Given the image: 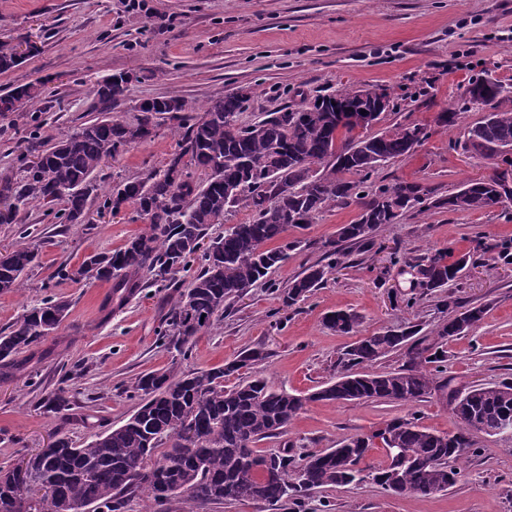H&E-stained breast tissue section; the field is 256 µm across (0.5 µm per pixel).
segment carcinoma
<instances>
[{
    "mask_svg": "<svg viewBox=\"0 0 512 512\" xmlns=\"http://www.w3.org/2000/svg\"><path fill=\"white\" fill-rule=\"evenodd\" d=\"M21 64L17 45L0 41V73ZM122 74L98 81L93 93L115 111L126 97ZM379 87L346 86L311 101L298 111L286 108L265 118L238 123L247 99L226 94L211 100L204 111L180 97L142 102L133 123L101 117L87 121L78 131L50 147L31 137L21 174L0 171V224L19 223L20 206L37 201L43 214L59 224H82L90 201L102 198L109 210L121 203L134 207L146 220L112 252L85 257L70 271L61 266L55 276L87 284H111V296L124 304L142 289L172 288V305L160 331L161 340L182 356L195 337L224 316V305L239 298L254 284L301 247L290 240V228L312 223L325 209L352 202L360 206L358 218L338 230L339 241L322 243L325 260L303 268L281 290L288 306L322 287L332 271L346 267L347 247L365 252L374 246V232L394 224L411 209L487 211L512 202L505 179L512 167L506 147H512V87L484 73L468 82V102L457 112H440L436 124L453 127L470 104L490 106L489 113L469 127L455 146L483 159H501L507 168L470 180L446 197L418 183L377 185L372 175L386 163L406 156L429 137L427 126L398 124L376 135L353 134L340 120L341 108L376 99ZM43 94V84L29 83L0 94V115L16 112ZM182 130L180 151L163 169L127 179L102 196L96 173L119 148L152 138L163 116ZM244 206L248 221L232 224L212 235L216 224ZM43 232L25 225L14 245L0 252V294L17 293L23 275L38 264ZM463 255L448 262L436 252L419 258L418 287L433 294L454 284L467 267ZM190 274L188 283L172 281L176 272ZM71 300L48 295L0 332V380L32 375L30 359L21 354L55 333L69 314ZM468 325L481 321L487 306L454 311L431 329L433 342L414 339L413 327L383 328L361 337L346 352L353 366L371 364L392 352L407 349L406 365L381 374L348 372L309 393L314 401L395 402L413 404L448 387L439 380L446 370L444 346L463 334L460 313ZM340 335L357 332L360 316L338 310L324 317ZM264 359L249 349L231 362L210 369L182 371L173 365L163 372L136 376L129 389L139 405L128 420L95 434L84 446L75 445L56 430L47 447L27 458L28 482L13 480L15 466H0V512H17V501L35 492L48 496L46 512H123L127 502L144 497L159 512L177 502L182 512H198L224 502H264L281 507L300 494L369 478L396 495L428 498L453 487L461 477L454 463L473 447V434H497L512 418V381L474 385L450 392L455 428L434 432L419 419H394L369 434L339 440L334 448L294 459L288 454H264L256 444L286 433L304 408L302 396L277 389L264 379L234 387L224 377L249 370ZM44 413L60 418L72 409L65 389L38 400ZM390 450L385 465L365 470L360 464L376 443Z\"/></svg>",
    "mask_w": 512,
    "mask_h": 512,
    "instance_id": "1",
    "label": "carcinoma"
}]
</instances>
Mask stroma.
<instances>
[{"label":"stroma","instance_id":"stroma-1","mask_svg":"<svg viewBox=\"0 0 512 512\" xmlns=\"http://www.w3.org/2000/svg\"><path fill=\"white\" fill-rule=\"evenodd\" d=\"M23 36L37 39L41 50L0 74V89L38 81L46 91L34 104L0 115V171L19 169L32 129L54 143L96 117L92 86L113 73L134 76L117 112L124 121L134 120L148 99L176 96L202 105L245 88L250 99L239 119L251 123L351 84L384 88L391 96L393 106L373 133L400 123L430 127L423 146L381 167L376 183L416 182L444 196L464 181L492 174L494 165L451 146L480 113H463L457 126L445 130L435 124L438 112L461 101L472 75L488 72L512 83V0H144L135 10L127 0H0V41ZM180 140L175 122L160 120L155 136L126 148L98 172L102 192L162 168ZM359 212L355 204L336 205L312 224L289 229V238L303 246L274 270L272 287L258 286L237 298L197 336L191 356L177 362L158 340L170 289H144L107 317L101 305L109 284L51 277L60 262L75 268L90 253L120 248L144 225L135 211L103 215L94 202L85 223L52 224L37 203H29L19 224L38 225L48 238L22 290L0 295V329L49 292L71 299L72 308L58 330L63 345L39 364L36 385L0 382V464L49 443L59 421L36 407L45 390L67 389L88 414V422L75 419L66 427L81 445L100 426L121 425L134 412L131 378L174 363L184 370L208 369L258 348L265 358L255 374L290 392L308 393L336 380L346 370L344 353L353 339L324 325L331 310L360 313L364 336L404 320L418 324L420 339L432 342L441 298L422 295L412 261L436 250L472 256L473 266L452 294L460 304L489 307L478 325L449 340L448 377L466 387L512 380V264L495 249L512 239V205L480 212L408 211L376 230L377 247L367 258L351 254L347 268L330 274L323 288L283 306L280 288L318 261L321 243ZM395 250L408 264L390 263ZM409 297L418 300L411 309L403 305ZM411 412L439 432L454 426L442 391L409 406L311 401L283 436L262 440L257 448L297 457ZM474 440L458 463L460 481L435 496L392 495L366 480L312 491L301 507L289 504L276 512H512V436L479 433Z\"/></svg>","mask_w":512,"mask_h":512}]
</instances>
